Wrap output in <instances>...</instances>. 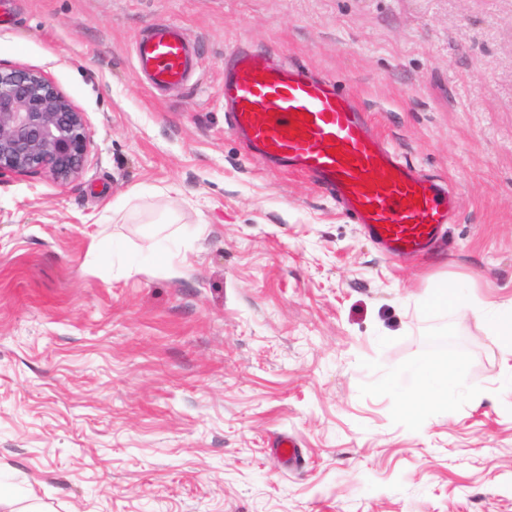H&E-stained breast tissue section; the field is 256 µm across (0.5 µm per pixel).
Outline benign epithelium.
Returning <instances> with one entry per match:
<instances>
[{"instance_id": "obj_1", "label": "benign epithelium", "mask_w": 512, "mask_h": 512, "mask_svg": "<svg viewBox=\"0 0 512 512\" xmlns=\"http://www.w3.org/2000/svg\"><path fill=\"white\" fill-rule=\"evenodd\" d=\"M90 145L85 113L50 78L36 69L0 67V180L31 173L76 180Z\"/></svg>"}]
</instances>
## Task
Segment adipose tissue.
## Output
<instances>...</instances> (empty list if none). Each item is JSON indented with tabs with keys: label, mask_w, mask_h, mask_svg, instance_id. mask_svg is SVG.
<instances>
[{
	"label": "adipose tissue",
	"mask_w": 512,
	"mask_h": 512,
	"mask_svg": "<svg viewBox=\"0 0 512 512\" xmlns=\"http://www.w3.org/2000/svg\"><path fill=\"white\" fill-rule=\"evenodd\" d=\"M432 297L434 307L441 312L463 316L472 313L484 319L489 336L501 350L512 354V303L462 304L454 287L445 283L434 288ZM463 367V360L449 362L448 349L444 346L419 358L409 370L411 385L405 395L407 411L418 412L446 401L449 391L459 385Z\"/></svg>",
	"instance_id": "adipose-tissue-1"
}]
</instances>
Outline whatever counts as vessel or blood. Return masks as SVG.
<instances>
[{"instance_id":"vessel-or-blood-1","label":"vessel or blood","mask_w":512,"mask_h":512,"mask_svg":"<svg viewBox=\"0 0 512 512\" xmlns=\"http://www.w3.org/2000/svg\"><path fill=\"white\" fill-rule=\"evenodd\" d=\"M135 55L156 89L184 84L193 64L166 24L142 38ZM224 104L255 155L330 188L387 254H424L447 223L450 199L378 145L334 82L243 54L224 75Z\"/></svg>"}]
</instances>
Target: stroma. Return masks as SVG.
Returning a JSON list of instances; mask_svg holds the SVG:
<instances>
[{"label": "stroma", "mask_w": 512, "mask_h": 512, "mask_svg": "<svg viewBox=\"0 0 512 512\" xmlns=\"http://www.w3.org/2000/svg\"><path fill=\"white\" fill-rule=\"evenodd\" d=\"M0 66L85 112L82 176L0 180V512H512V0H9ZM158 22L195 55L151 91ZM242 48L332 79L454 196L390 258L311 177L224 119ZM444 334L448 401L404 409ZM292 437L295 462L273 442ZM455 287L443 283L433 289V305L441 312L448 310L456 315L473 313L484 319L489 336L497 346L512 355V302L496 304L493 302L460 304Z\"/></svg>", "instance_id": "obj_1"}]
</instances>
